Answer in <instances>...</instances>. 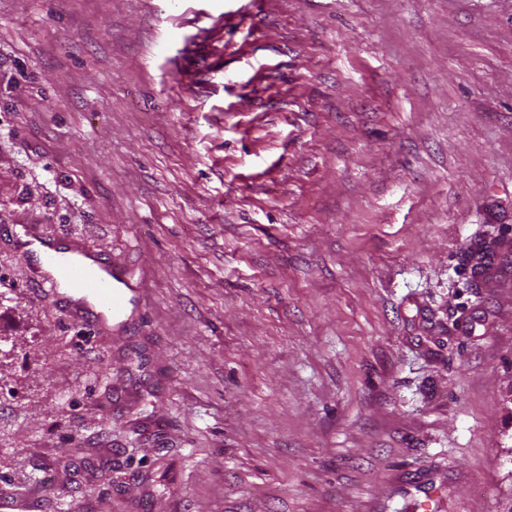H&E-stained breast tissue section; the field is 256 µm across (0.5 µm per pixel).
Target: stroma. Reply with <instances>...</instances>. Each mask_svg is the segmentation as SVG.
Returning a JSON list of instances; mask_svg holds the SVG:
<instances>
[{"instance_id": "obj_1", "label": "stroma", "mask_w": 512, "mask_h": 512, "mask_svg": "<svg viewBox=\"0 0 512 512\" xmlns=\"http://www.w3.org/2000/svg\"><path fill=\"white\" fill-rule=\"evenodd\" d=\"M23 225L143 304L71 317ZM429 494L512 496V0H0V498Z\"/></svg>"}]
</instances>
